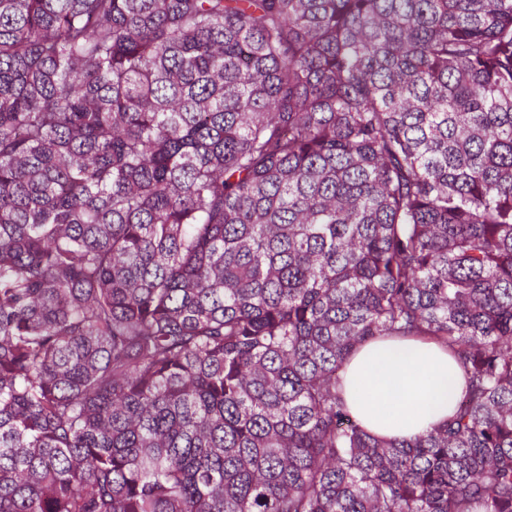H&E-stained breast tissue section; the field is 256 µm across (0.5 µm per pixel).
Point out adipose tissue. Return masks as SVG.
Listing matches in <instances>:
<instances>
[{
	"label": "adipose tissue",
	"mask_w": 512,
	"mask_h": 512,
	"mask_svg": "<svg viewBox=\"0 0 512 512\" xmlns=\"http://www.w3.org/2000/svg\"><path fill=\"white\" fill-rule=\"evenodd\" d=\"M342 377L364 428L392 439H412L441 423L449 382L465 384L447 350L432 342H369L350 357Z\"/></svg>",
	"instance_id": "obj_1"
}]
</instances>
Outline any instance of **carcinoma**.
I'll return each mask as SVG.
<instances>
[{
  "instance_id": "carcinoma-1",
  "label": "carcinoma",
  "mask_w": 512,
  "mask_h": 512,
  "mask_svg": "<svg viewBox=\"0 0 512 512\" xmlns=\"http://www.w3.org/2000/svg\"><path fill=\"white\" fill-rule=\"evenodd\" d=\"M0 512H512V0H0ZM341 375L346 399L364 428L392 439H413L447 417L440 405L449 375L460 389L465 384L448 351L433 342H369Z\"/></svg>"
}]
</instances>
